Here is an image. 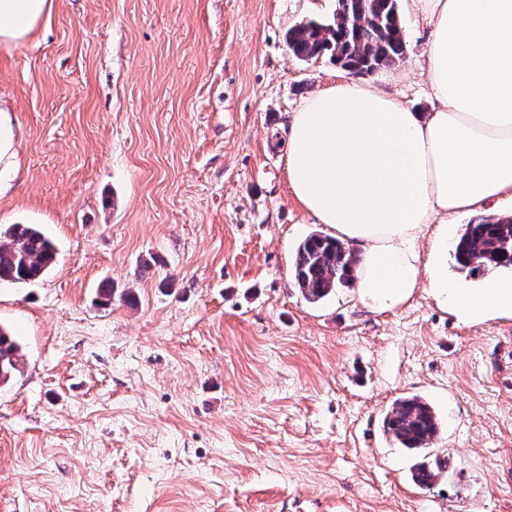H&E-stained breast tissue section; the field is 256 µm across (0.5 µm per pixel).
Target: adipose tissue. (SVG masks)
<instances>
[{
  "instance_id": "1",
  "label": "adipose tissue",
  "mask_w": 512,
  "mask_h": 512,
  "mask_svg": "<svg viewBox=\"0 0 512 512\" xmlns=\"http://www.w3.org/2000/svg\"><path fill=\"white\" fill-rule=\"evenodd\" d=\"M425 18L429 114L345 79L309 95L288 136V182L304 209L360 250L361 303L406 301L427 273L458 319L512 315V277L479 285L419 266L420 233L438 216L512 200V0H411ZM53 0H0V44L27 41ZM20 168L13 107L0 98V198Z\"/></svg>"
}]
</instances>
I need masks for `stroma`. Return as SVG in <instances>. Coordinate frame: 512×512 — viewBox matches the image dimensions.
<instances>
[{
  "mask_svg": "<svg viewBox=\"0 0 512 512\" xmlns=\"http://www.w3.org/2000/svg\"><path fill=\"white\" fill-rule=\"evenodd\" d=\"M335 8L54 0L0 46L22 157L0 230L38 224L58 251L0 284L25 354L0 386V512H512V318L457 321L425 282L383 312L294 282L298 244L331 229L288 184L286 124L340 68L287 37ZM398 12L382 87L427 112V24ZM408 395L441 426L419 453L381 431ZM446 462L438 461L435 467L425 462L415 465L411 472L413 482L422 489L429 488L445 472Z\"/></svg>",
  "mask_w": 512,
  "mask_h": 512,
  "instance_id": "stroma-1",
  "label": "stroma"
}]
</instances>
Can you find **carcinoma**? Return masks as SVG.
Wrapping results in <instances>:
<instances>
[{
    "instance_id": "cac0c4a2",
    "label": "carcinoma",
    "mask_w": 512,
    "mask_h": 512,
    "mask_svg": "<svg viewBox=\"0 0 512 512\" xmlns=\"http://www.w3.org/2000/svg\"><path fill=\"white\" fill-rule=\"evenodd\" d=\"M288 49L297 58L327 56L353 75L374 74L402 62L406 42L397 0H336L331 21L301 23L288 32ZM0 242V284L30 283L56 261L51 239L34 224H13ZM455 270L472 274L481 268L512 269V215L479 216L463 225L452 242ZM357 259L339 239L312 233L298 245L293 278L303 297L319 303L351 281ZM24 354L16 336L0 326V384L21 372ZM432 405L418 395L395 401L382 420L386 437L411 451L426 449L439 433ZM446 464L415 465L413 482L429 488L445 472Z\"/></svg>"
}]
</instances>
